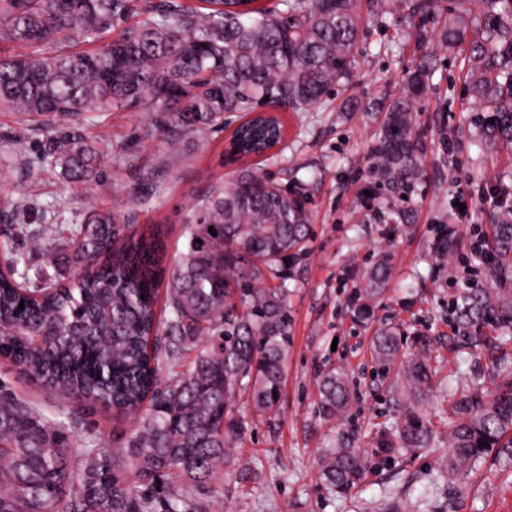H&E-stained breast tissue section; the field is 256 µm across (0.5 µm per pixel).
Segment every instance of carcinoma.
<instances>
[{"mask_svg": "<svg viewBox=\"0 0 512 512\" xmlns=\"http://www.w3.org/2000/svg\"><path fill=\"white\" fill-rule=\"evenodd\" d=\"M365 2L168 0L158 9L150 0H0V112L44 132V157L89 185L106 157L89 129L141 104L181 134L204 135L235 115L225 161L260 158L286 135L281 113L312 109L349 76ZM399 2L418 19L411 37L423 53L387 107L362 190H385L390 222L406 232L416 219L408 195L427 158L414 101L437 67L424 50L426 21L441 0ZM436 39L463 56L486 144L512 148V0H458ZM13 232L24 249L0 274V358L132 421V432L121 448H96L0 383V512H208L200 492L216 472L246 482L253 468L234 452L244 434L236 397L260 417L279 409L291 335L284 259L297 260L310 241L301 188L243 170L183 225L185 249L169 269L159 235L114 211L89 209L65 239L28 224ZM433 249L443 265L463 250L483 260L448 321L488 359L487 378L439 384L427 339L403 353L394 329L379 328L371 359L394 376L393 422L370 431L369 452L346 429L319 454L321 478L338 493L361 484L375 457L433 451L439 423L448 429L443 478L489 458L512 472V210L491 216L475 241L441 224ZM32 250L45 258L35 270ZM392 275L391 255L378 254L353 295L357 319L374 316ZM162 284L168 317L158 328ZM354 400L344 373L322 376L323 419L346 425ZM166 475L179 483L163 485Z\"/></svg>", "mask_w": 512, "mask_h": 512, "instance_id": "obj_1", "label": "carcinoma"}]
</instances>
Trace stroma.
<instances>
[{"label":"stroma","instance_id":"obj_1","mask_svg":"<svg viewBox=\"0 0 512 512\" xmlns=\"http://www.w3.org/2000/svg\"><path fill=\"white\" fill-rule=\"evenodd\" d=\"M411 20L397 0H382V10L366 26L358 63L347 80L321 106L286 116L287 135L262 174L282 186L302 187L311 217L310 250L290 269L288 306L291 346L278 413L259 418L246 398L237 406L245 434L236 452L257 474L245 486L216 474L205 490L211 512H373V504L396 497L402 512H512V475L484 463L449 494L438 480L439 459L448 452L440 432L431 452L400 451L391 462L371 465L357 488L339 494L319 477L318 457L331 445L335 422L318 415L321 374L346 372L356 400L351 427L367 443V427L390 418L388 382L377 375L369 344L375 329L389 325L405 342L429 337L441 376L458 366L459 337L448 321V304L480 276L475 259L458 258L438 268L431 245L436 224L455 214L462 238L484 228L487 212L499 206L496 188L512 183V151H493L473 138L470 104L464 94L458 54L435 47L438 67L417 97L415 117L429 146L426 176L412 196L417 221L402 234L388 219L361 207L357 191L368 177L370 149L384 112L406 86L407 71L418 57L408 32ZM111 161L98 185L64 179L58 168L36 162L40 136L24 131L18 118L0 112V158L31 160L29 171L0 184V206L26 198L37 207L27 218L32 228L74 224L87 203L116 211L143 232H158L167 260L183 251L181 227L197 213L208 192L232 180L223 165L227 132L202 137L173 135L153 124L152 112L136 107L109 112L93 129ZM467 203L458 219L459 203ZM394 255V277L372 320L355 318L351 298L380 251ZM0 381L14 392L40 401L66 417L79 419L80 435L95 433L103 448L124 442L131 424L111 412L43 389L0 359Z\"/></svg>","mask_w":512,"mask_h":512}]
</instances>
